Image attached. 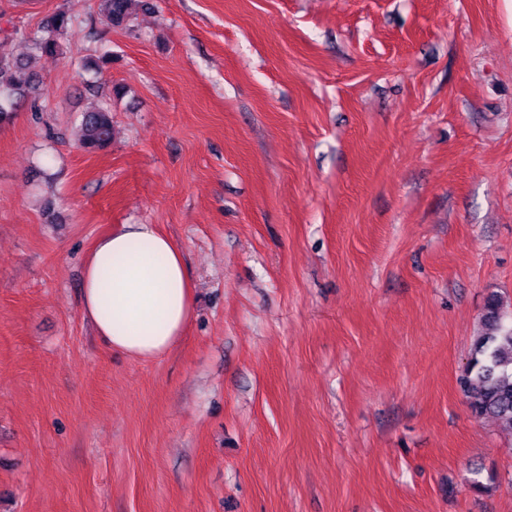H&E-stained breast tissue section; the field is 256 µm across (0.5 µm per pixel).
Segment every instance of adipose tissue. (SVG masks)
Returning a JSON list of instances; mask_svg holds the SVG:
<instances>
[{
  "mask_svg": "<svg viewBox=\"0 0 512 512\" xmlns=\"http://www.w3.org/2000/svg\"><path fill=\"white\" fill-rule=\"evenodd\" d=\"M81 294L99 336L133 359L150 360L176 346L193 310L182 252L152 224H125L98 240Z\"/></svg>",
  "mask_w": 512,
  "mask_h": 512,
  "instance_id": "1",
  "label": "adipose tissue"
}]
</instances>
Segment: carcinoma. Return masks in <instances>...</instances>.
Listing matches in <instances>:
<instances>
[{"instance_id":"cac0c4a2","label":"carcinoma","mask_w":512,"mask_h":512,"mask_svg":"<svg viewBox=\"0 0 512 512\" xmlns=\"http://www.w3.org/2000/svg\"><path fill=\"white\" fill-rule=\"evenodd\" d=\"M98 5L108 25L125 29L131 27L137 10L152 8L150 0H98ZM72 27V16L57 10L33 31L14 24L0 38V123L9 121L21 103L35 104L41 97L37 74L24 60L14 56L9 48L11 41L20 37L30 43L34 54L60 57L66 54V41ZM89 90L94 97L102 96V101L82 113L78 143L83 150L94 152L112 143L115 135L112 98L120 96L122 89L113 86L101 94L99 86L91 85ZM482 323L486 332L473 344L471 357L460 378L461 389L472 413L503 420L512 427V313L499 295L487 298Z\"/></svg>"}]
</instances>
